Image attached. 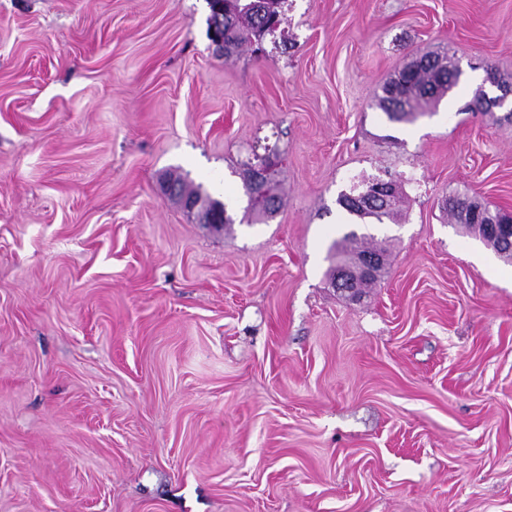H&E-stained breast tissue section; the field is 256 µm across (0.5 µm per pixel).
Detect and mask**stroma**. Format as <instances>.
<instances>
[{"instance_id": "35a3bbf8", "label": "stroma", "mask_w": 512, "mask_h": 512, "mask_svg": "<svg viewBox=\"0 0 512 512\" xmlns=\"http://www.w3.org/2000/svg\"><path fill=\"white\" fill-rule=\"evenodd\" d=\"M207 0H0V512H512V265L444 219L512 213V0H288L231 59ZM447 50L411 123L383 81ZM280 151L248 224L242 164ZM391 173L364 299L326 276L339 191ZM225 201L214 229L166 197ZM165 180H169V183H172L177 186L180 194L192 196L196 200L202 202L205 205L206 210H211L214 204L220 205L222 204V213L219 222H215L211 215L200 206V202H197L195 199L184 198L182 200V207L185 211L195 216L197 222L200 224H210L212 227L219 228L222 227L224 229L230 227L233 224L231 217L227 212V204L212 198L208 193L204 192L200 186L193 187L187 184L180 176L177 177H169ZM218 223V224H213ZM454 196L456 198V205L448 206V204H443V209L448 213L451 220L454 224H458L459 219L462 217V210L460 209L463 206H466L469 202H472V211L470 212V219L479 220L484 217H487L481 210H483V206L481 203L477 201H471V198L467 193L464 192H455L453 194L448 195V197ZM446 196V198H448ZM445 198V199H446ZM444 199V200H445Z\"/></svg>"}]
</instances>
